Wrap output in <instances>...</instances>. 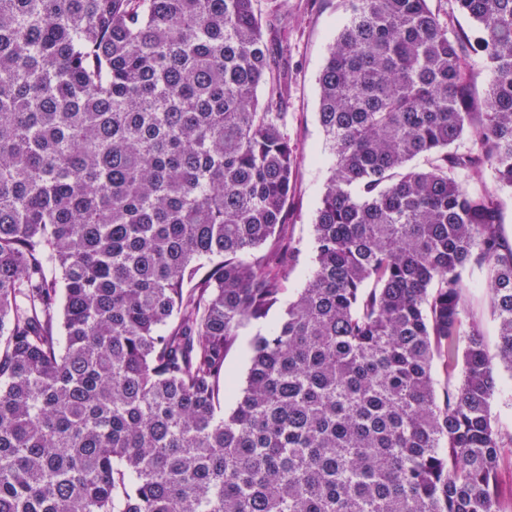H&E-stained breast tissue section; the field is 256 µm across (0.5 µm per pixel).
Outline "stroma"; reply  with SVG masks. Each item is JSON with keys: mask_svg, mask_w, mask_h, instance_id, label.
<instances>
[{"mask_svg": "<svg viewBox=\"0 0 512 512\" xmlns=\"http://www.w3.org/2000/svg\"><path fill=\"white\" fill-rule=\"evenodd\" d=\"M292 21L287 47L271 43L276 62L289 70L288 93L283 103L288 135L298 156V166L288 203L285 237L302 244L297 265L288 275L286 299H293L313 267L307 244L332 160L318 122V78L329 49L347 13L344 0H283ZM487 270H472L466 277L467 317L485 334L489 354H496L498 339L491 317Z\"/></svg>", "mask_w": 512, "mask_h": 512, "instance_id": "obj_1", "label": "stroma"}]
</instances>
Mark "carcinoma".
<instances>
[{"instance_id":"1","label":"carcinoma","mask_w":512,"mask_h":512,"mask_svg":"<svg viewBox=\"0 0 512 512\" xmlns=\"http://www.w3.org/2000/svg\"><path fill=\"white\" fill-rule=\"evenodd\" d=\"M346 2L313 268L238 391L301 253L281 0H0V512H500L512 0ZM468 67L473 73V96L479 101L483 100L485 91L488 84V79L485 71V64L483 59L473 52L469 51L466 57ZM489 275L485 268L474 269L466 277L467 318L479 324L485 334L489 354H497L498 339L491 317V295L488 288ZM253 332L252 329L244 330L239 336L236 346L225 360V371L234 379L238 391L246 385L250 367L251 342L254 338Z\"/></svg>"}]
</instances>
